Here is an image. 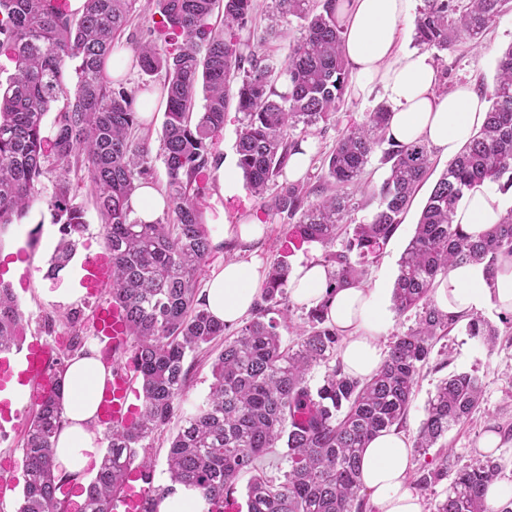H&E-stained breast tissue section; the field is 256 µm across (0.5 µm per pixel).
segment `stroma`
Masks as SVG:
<instances>
[{
  "mask_svg": "<svg viewBox=\"0 0 512 512\" xmlns=\"http://www.w3.org/2000/svg\"><path fill=\"white\" fill-rule=\"evenodd\" d=\"M512 45V11L502 15L484 36L480 48L459 43L444 52L430 51L429 56L440 72L446 73L448 86L465 84L470 87H492L497 59ZM54 173H46L41 181L43 198L34 203L28 214L0 234V266L16 264L19 273L26 275L27 287L15 288L14 295L25 315L27 340L41 341L51 357L66 352L73 337H81L92 355H99L100 346L95 331L94 315L100 304L110 301L108 287H101L98 295L80 296L62 303L56 295L66 285V274H49L51 257L60 238L59 227L54 224L46 203L53 191ZM429 187H422L402 224L384 245L377 260L367 266L366 287H393L398 273L400 257L414 234L420 212L429 195ZM74 200L85 210L86 228L77 236L74 263L104 250V232L93 206L86 184L73 180ZM205 224L215 246L208 256L198 278L206 285L225 261L236 259L259 261L261 269L284 259L288 263L301 260H320L323 250L317 244H290L292 222L278 218L264 222L262 236L251 242L232 240L223 245L224 221L262 220L263 214L254 197L247 191L233 196L223 195L218 179H210L204 199ZM481 318L499 330L493 346H485L467 336L463 326H456L449 336L434 347L428 365L423 369L402 427L406 436H415L425 415V408L436 385L454 372H470L484 383L483 400L469 421L449 430L445 439L457 466L469 464L479 455V443L488 432L502 435L503 440L492 451L503 458L505 479L512 480V329L503 322L500 313L486 307ZM22 425L0 431V479L13 482L14 488L0 496V512H16L24 482Z\"/></svg>",
  "mask_w": 512,
  "mask_h": 512,
  "instance_id": "1",
  "label": "stroma"
}]
</instances>
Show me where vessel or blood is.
Listing matches in <instances>:
<instances>
[{"label": "vessel or blood", "instance_id": "1", "mask_svg": "<svg viewBox=\"0 0 512 512\" xmlns=\"http://www.w3.org/2000/svg\"><path fill=\"white\" fill-rule=\"evenodd\" d=\"M85 275L82 286L95 292L111 273L109 253L99 252L89 257L84 264ZM98 332L106 351L113 357H121L129 350L123 312L119 305L106 304L98 311ZM17 382L28 392L33 403H40L54 387L47 348L34 341L19 350L0 355V391L8 383ZM135 414L129 401V382L126 370H112L107 378L103 398L99 406L102 423L125 425Z\"/></svg>", "mask_w": 512, "mask_h": 512}]
</instances>
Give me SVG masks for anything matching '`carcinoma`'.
Masks as SVG:
<instances>
[{
	"instance_id": "1",
	"label": "carcinoma",
	"mask_w": 512,
	"mask_h": 512,
	"mask_svg": "<svg viewBox=\"0 0 512 512\" xmlns=\"http://www.w3.org/2000/svg\"><path fill=\"white\" fill-rule=\"evenodd\" d=\"M141 1L159 19L134 41L135 61L143 76L163 74L166 96L158 152L166 211L149 224L135 217L131 199L154 179L151 148L131 137L140 123L132 92L106 72L115 39ZM508 4L422 0L414 42L438 51L462 40L477 45ZM338 6L339 0H269L261 35L245 38L256 0H84L78 10L70 0H0V57L12 65H0V75L7 74L0 81V233L28 212L45 164L53 162L61 173L47 204L61 237L51 273L65 269L85 224L67 175L84 172L112 256L111 297L124 312L142 391L134 421L103 430L107 445L82 489V512H113L137 470L151 477L148 512H157L160 499L180 485L201 492L204 512H221L240 475L255 471L259 458L279 446L287 464L283 480L253 476L247 512H367L363 450L373 436L402 426L437 340L457 323L435 303L437 279L461 264L480 265L492 276L499 259L512 256V207L488 231L466 233L453 223L466 191L485 182L503 192L512 189L511 45L497 60L492 87L480 89L489 102L485 124L434 182L400 258L391 302L400 315L416 312V325L395 337L371 378L344 370L337 358L341 334L324 302L309 308L296 344L284 342L290 268L282 260L265 273L251 321L235 328L208 312L197 288L212 250L201 200L218 166L210 142L222 132L231 101L242 114L236 154L245 188L268 219L298 218L292 234L323 248L320 264L333 292L362 283L369 259L395 234L430 175L433 148L422 140L403 144L387 137L391 112L381 103L342 129L330 152L312 156L316 186L279 181L300 142L339 123L350 72ZM285 38L284 59L264 49ZM70 70L76 76L72 89L66 81ZM283 81L286 92L278 89ZM63 97L67 106L48 137L44 117ZM377 153L387 176L371 187L362 177ZM368 199L378 200L377 209L370 220L358 222L355 214ZM340 236L343 246L335 250ZM23 321L13 293L0 286V352L18 342ZM465 331L487 344L499 336L478 316ZM203 349L213 355L210 392L184 410L192 369L186 361ZM66 367L64 359L57 363L54 388L27 424L17 512H65L70 479L56 472L53 452L63 424ZM316 367L324 375L313 391L306 377ZM482 397L475 373L443 379L428 402L415 452L426 456L451 427L469 419ZM179 409L181 426L166 459L168 481L156 485L152 440ZM503 470L491 455L454 470L445 452L424 461L412 483L423 490L451 478L432 512H512V501L497 509L486 502L488 485Z\"/></svg>"
}]
</instances>
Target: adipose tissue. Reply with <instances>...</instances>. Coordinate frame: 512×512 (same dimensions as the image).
Wrapping results in <instances>:
<instances>
[{
	"label": "adipose tissue",
	"instance_id": "1",
	"mask_svg": "<svg viewBox=\"0 0 512 512\" xmlns=\"http://www.w3.org/2000/svg\"><path fill=\"white\" fill-rule=\"evenodd\" d=\"M413 0H343L345 54L356 95L379 91L391 106L389 135L397 142L423 140L447 157H455L483 126L484 100L469 86L441 93V74L424 53L400 51V22ZM504 212L500 193L489 184L466 192L453 216L467 232L497 224ZM327 271L317 262L297 263L289 277L293 302L312 307L327 303V316L345 335L341 358L345 370L364 379L382 362L378 338L393 319L386 289L349 286L329 294ZM256 263L227 260L205 290L208 311L226 324L237 323L259 293ZM439 308L467 317L485 306L512 313V257L502 258L494 276L480 267L449 269L434 290ZM104 366L91 356L70 360L64 376L65 424L57 436L54 459L59 472L79 474L98 455L95 427ZM414 468L408 437L391 429L375 436L363 451L361 482L377 512H422L411 483Z\"/></svg>",
	"mask_w": 512,
	"mask_h": 512
}]
</instances>
